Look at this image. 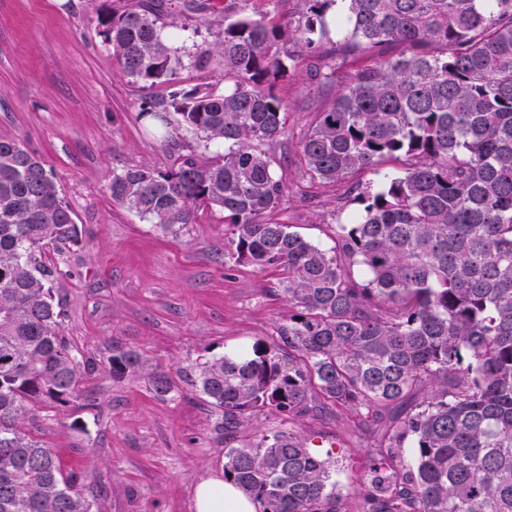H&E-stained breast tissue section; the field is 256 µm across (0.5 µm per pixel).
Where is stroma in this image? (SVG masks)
Here are the masks:
<instances>
[{"label": "stroma", "instance_id": "1", "mask_svg": "<svg viewBox=\"0 0 512 512\" xmlns=\"http://www.w3.org/2000/svg\"><path fill=\"white\" fill-rule=\"evenodd\" d=\"M125 0H0V139H15L52 169L75 213L80 240L68 251L71 276L55 283L64 334L96 367L79 398L46 409L34 435L67 463H81L86 493L102 512H194V489L224 476L220 413L186 376L194 361L230 346L269 339L288 315L281 277L248 264L224 265V213L198 209L179 237L113 201V173L171 162L160 135L140 116L144 92L99 34V15ZM180 55L218 42L223 15L182 12ZM277 92L288 132L273 147L288 160L290 199L276 216L314 241L338 223L335 189L301 201L298 142L331 100L308 74L290 68ZM136 350L137 374L113 378V344ZM163 368L174 391L162 397L150 374ZM303 433L339 462L338 486L351 505L363 495L368 450L346 416L305 419Z\"/></svg>", "mask_w": 512, "mask_h": 512}]
</instances>
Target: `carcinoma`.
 Returning <instances> with one entry per match:
<instances>
[{"mask_svg":"<svg viewBox=\"0 0 512 512\" xmlns=\"http://www.w3.org/2000/svg\"><path fill=\"white\" fill-rule=\"evenodd\" d=\"M247 2L224 5L221 40L190 55L199 71L220 57L222 92L180 85L170 46L168 18L213 15V0H131L98 21L145 91L141 115L166 124L174 112L224 145L114 172L112 200L174 238L218 207L224 263L286 272L288 317L270 340L189 367L221 413L224 480L258 512H351L338 460L300 430L342 411L370 455L358 512H512V0H296L293 29ZM332 24L346 35L327 48ZM290 65L334 90L300 140L302 179L345 185L355 205L327 225V245L273 219L289 198L270 148L286 135L276 83ZM365 171L378 189L354 180ZM77 237L51 170L0 139V512H98L78 467L30 429L93 369L53 291ZM140 364L113 345L112 377ZM150 383L172 391L161 370ZM265 410L281 428L249 434Z\"/></svg>","mask_w":512,"mask_h":512,"instance_id":"obj_1","label":"carcinoma"}]
</instances>
